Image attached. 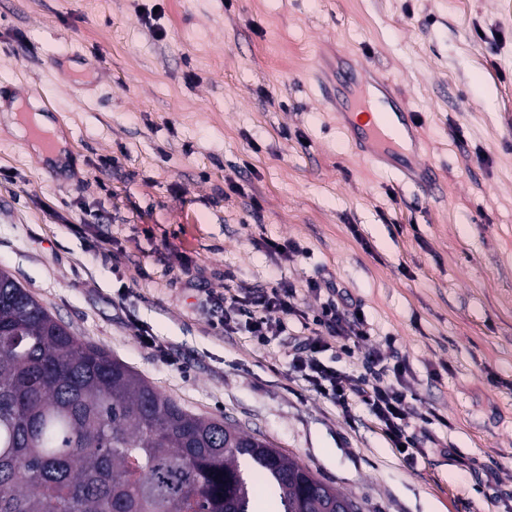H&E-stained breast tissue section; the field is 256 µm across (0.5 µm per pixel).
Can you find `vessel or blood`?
I'll return each instance as SVG.
<instances>
[{"label":"vessel or blood","mask_w":512,"mask_h":512,"mask_svg":"<svg viewBox=\"0 0 512 512\" xmlns=\"http://www.w3.org/2000/svg\"><path fill=\"white\" fill-rule=\"evenodd\" d=\"M350 77L336 93V105L358 146L369 160L394 167L421 185L432 181L431 168L420 162V124L393 87L362 66L349 68Z\"/></svg>","instance_id":"obj_1"}]
</instances>
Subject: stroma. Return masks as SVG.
<instances>
[{"mask_svg":"<svg viewBox=\"0 0 512 512\" xmlns=\"http://www.w3.org/2000/svg\"><path fill=\"white\" fill-rule=\"evenodd\" d=\"M340 55L421 119L433 189L357 151L315 66ZM5 92L66 157L0 106V269L75 336L363 512H512V0H0ZM228 270L347 288L363 349L404 360L410 407L443 418L412 431L449 453L404 458L311 390L293 337L216 334Z\"/></svg>","mask_w":512,"mask_h":512,"instance_id":"stroma-1","label":"stroma"}]
</instances>
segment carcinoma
I'll use <instances>...</instances> for the list:
<instances>
[{
    "label": "carcinoma",
    "instance_id": "carcinoma-1",
    "mask_svg": "<svg viewBox=\"0 0 512 512\" xmlns=\"http://www.w3.org/2000/svg\"><path fill=\"white\" fill-rule=\"evenodd\" d=\"M253 473L282 512H361L266 439L74 336L0 269V512H259Z\"/></svg>",
    "mask_w": 512,
    "mask_h": 512
}]
</instances>
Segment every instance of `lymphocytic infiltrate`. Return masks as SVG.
I'll list each match as a JSON object with an SVG mask.
<instances>
[{
  "mask_svg": "<svg viewBox=\"0 0 512 512\" xmlns=\"http://www.w3.org/2000/svg\"><path fill=\"white\" fill-rule=\"evenodd\" d=\"M317 282L302 284L278 281L257 291L235 287L232 274L224 276V290L209 296L213 327L231 333L244 328L256 342L287 335L291 323H299L305 335L292 358V367L320 394L341 408L351 402L363 404L381 426L393 447L413 457L420 448L409 434L410 410L405 384L407 366L398 360L387 364L378 349L361 352L360 343L368 331L361 308L345 289L331 286V299L314 312L303 309L307 294L316 292ZM338 345L347 357H360L363 373L353 375L325 364L321 355Z\"/></svg>",
  "mask_w": 512,
  "mask_h": 512,
  "instance_id": "1",
  "label": "lymphocytic infiltrate"
}]
</instances>
